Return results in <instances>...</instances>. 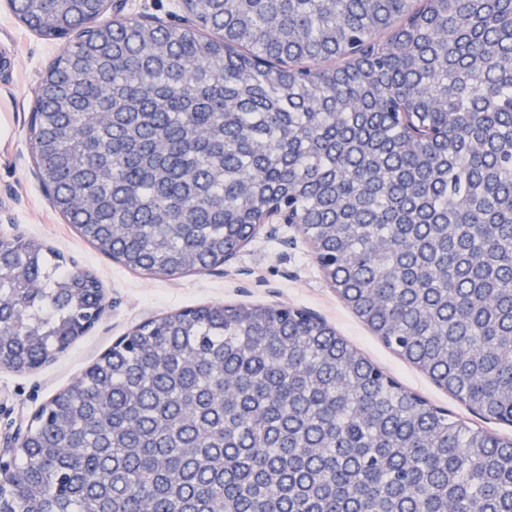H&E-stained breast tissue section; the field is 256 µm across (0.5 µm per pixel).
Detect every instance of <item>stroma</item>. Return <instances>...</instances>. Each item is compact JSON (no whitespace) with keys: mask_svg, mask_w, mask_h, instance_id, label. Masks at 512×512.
<instances>
[{"mask_svg":"<svg viewBox=\"0 0 512 512\" xmlns=\"http://www.w3.org/2000/svg\"><path fill=\"white\" fill-rule=\"evenodd\" d=\"M61 48V41L25 26L0 0V237H35L74 259L99 279L107 308L94 329L43 367L29 372L0 367V442L26 430L39 408L137 324L216 303L314 310L408 390L453 419L512 440V424L473 414L375 336L324 276L307 238L287 225H278L272 235L259 231L220 274L154 277L126 268L86 242L43 189L28 127L38 86Z\"/></svg>","mask_w":512,"mask_h":512,"instance_id":"1","label":"stroma"}]
</instances>
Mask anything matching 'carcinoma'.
<instances>
[{"instance_id":"1","label":"carcinoma","mask_w":512,"mask_h":512,"mask_svg":"<svg viewBox=\"0 0 512 512\" xmlns=\"http://www.w3.org/2000/svg\"><path fill=\"white\" fill-rule=\"evenodd\" d=\"M70 39L97 0H11L64 41L34 160L133 270L204 272L291 207L372 332L512 424V0H183ZM0 362L101 316L63 254L0 237ZM0 512H512V440L450 419L295 307L129 332L41 407ZM126 5L121 17H140L141 14H149L158 18L167 25L174 22H184L189 16L183 7H178L181 0H125ZM120 17V18H121ZM151 16H141L143 23L156 24L159 21Z\"/></svg>"}]
</instances>
